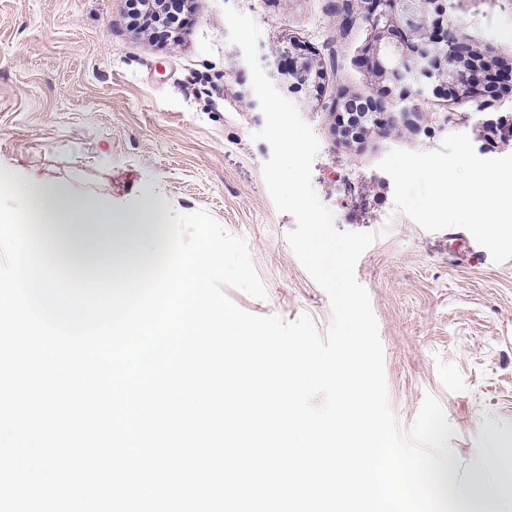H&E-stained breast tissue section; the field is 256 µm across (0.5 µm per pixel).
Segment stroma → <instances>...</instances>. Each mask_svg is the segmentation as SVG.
I'll use <instances>...</instances> for the list:
<instances>
[{
	"label": "stroma",
	"mask_w": 512,
	"mask_h": 512,
	"mask_svg": "<svg viewBox=\"0 0 512 512\" xmlns=\"http://www.w3.org/2000/svg\"><path fill=\"white\" fill-rule=\"evenodd\" d=\"M226 1L260 27L262 67L320 142L312 184L336 228L387 231L355 273L378 323L390 410L406 431L435 398L456 430L446 458L457 483L497 492V512H512V260L494 262L465 229L429 232L393 215V181L377 167L391 149L434 150L451 133L478 154H512V96L478 111L431 95L418 129L344 144L339 95L376 97L383 85L362 64L375 34L342 27V0H194L191 24L163 47L129 28L125 0H0V169L17 187L47 182L115 217L151 202L170 217L207 211L246 240L267 291L231 288L229 298L325 329L329 298L288 245L295 219L277 211L263 178L271 150L252 138L264 117L228 41ZM442 2L478 53L512 59V0ZM295 43L322 72L314 87L290 88L278 64Z\"/></svg>",
	"instance_id": "obj_1"
}]
</instances>
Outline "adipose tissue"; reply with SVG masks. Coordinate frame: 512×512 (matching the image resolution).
<instances>
[{
  "mask_svg": "<svg viewBox=\"0 0 512 512\" xmlns=\"http://www.w3.org/2000/svg\"><path fill=\"white\" fill-rule=\"evenodd\" d=\"M24 204L51 257L70 272L93 277L114 273L154 257L166 236L164 215L155 207L112 220L101 208L32 184Z\"/></svg>",
  "mask_w": 512,
  "mask_h": 512,
  "instance_id": "adipose-tissue-1",
  "label": "adipose tissue"
}]
</instances>
